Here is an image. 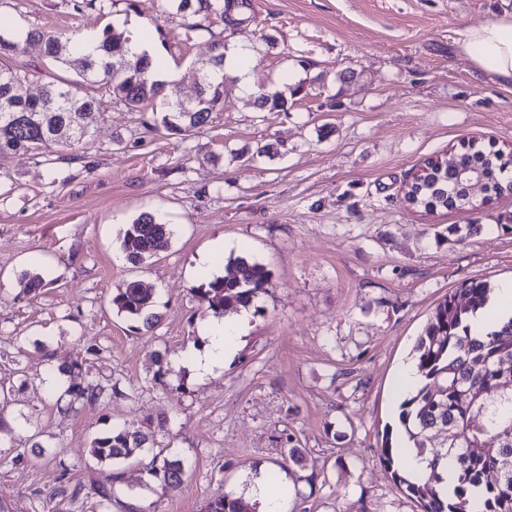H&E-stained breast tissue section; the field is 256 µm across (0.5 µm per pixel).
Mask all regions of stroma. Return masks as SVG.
Returning <instances> with one entry per match:
<instances>
[{
	"label": "stroma",
	"instance_id": "35a3bbf8",
	"mask_svg": "<svg viewBox=\"0 0 512 512\" xmlns=\"http://www.w3.org/2000/svg\"><path fill=\"white\" fill-rule=\"evenodd\" d=\"M512 13V0H246L233 21L173 0H0V36L40 28L95 40L105 25L147 35L180 73L167 92L192 102L212 43L251 52L262 112L224 78V108L189 132L166 130L161 102L106 96L76 148L0 161V505L6 512H202L274 477L288 512H420L380 460L398 433L402 365L437 304L469 280H512V189L481 208L425 213L403 189L424 160L461 140L503 152L512 182V84L479 74L458 32ZM27 94L73 78L39 46L15 56ZM143 212L174 230L141 264L120 247ZM452 224H477L458 239ZM225 263L197 261L216 241ZM269 284L247 310L234 355L206 378L180 357L204 351L212 312L198 294L232 258ZM41 274L28 292L24 274ZM152 286L156 323L117 313L127 281ZM164 354L156 363V354ZM104 387L98 401L77 389ZM136 423L145 448L98 461L95 438ZM301 449L302 465L283 451ZM175 455L184 483L152 477ZM107 487V497L95 490ZM148 471L170 489H178L182 485L183 464L178 458L157 454Z\"/></svg>",
	"mask_w": 512,
	"mask_h": 512
}]
</instances>
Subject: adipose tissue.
Returning a JSON list of instances; mask_svg holds the SVG:
<instances>
[{
    "instance_id": "ef3b65f1",
    "label": "adipose tissue",
    "mask_w": 512,
    "mask_h": 512,
    "mask_svg": "<svg viewBox=\"0 0 512 512\" xmlns=\"http://www.w3.org/2000/svg\"><path fill=\"white\" fill-rule=\"evenodd\" d=\"M459 45L479 72L501 82H512V14L464 28ZM240 329V323L218 317L202 324L201 331L209 339V348L205 353L188 356L199 375L222 366L233 354Z\"/></svg>"
}]
</instances>
